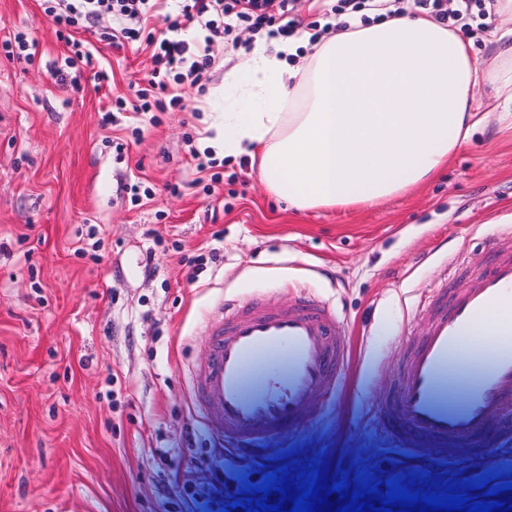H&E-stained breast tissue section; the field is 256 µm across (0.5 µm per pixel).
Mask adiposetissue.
<instances>
[{"mask_svg":"<svg viewBox=\"0 0 512 512\" xmlns=\"http://www.w3.org/2000/svg\"><path fill=\"white\" fill-rule=\"evenodd\" d=\"M489 13L500 51L488 63L455 30L408 13L350 20L307 48L258 37L224 73L212 146L259 158L262 182L301 211L402 194L478 127H512V0Z\"/></svg>","mask_w":512,"mask_h":512,"instance_id":"obj_1","label":"adipose tissue"}]
</instances>
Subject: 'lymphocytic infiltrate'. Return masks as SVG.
Here are the masks:
<instances>
[{
    "mask_svg": "<svg viewBox=\"0 0 512 512\" xmlns=\"http://www.w3.org/2000/svg\"><path fill=\"white\" fill-rule=\"evenodd\" d=\"M163 0H44V12L57 30L96 29L101 40L131 42L151 52L152 69L135 104L116 98L103 119L113 124L119 113L165 112L185 105L184 87L204 93L215 63L217 39L239 47L238 29L283 37L301 33L291 13L294 0H176L174 10L160 13ZM488 0H413L415 8L451 27L486 15ZM162 17L164 28L150 22Z\"/></svg>",
    "mask_w": 512,
    "mask_h": 512,
    "instance_id": "obj_1",
    "label": "lymphocytic infiltrate"
}]
</instances>
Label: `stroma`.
Returning <instances> with one entry per match:
<instances>
[{
	"label": "stroma",
	"instance_id": "1",
	"mask_svg": "<svg viewBox=\"0 0 512 512\" xmlns=\"http://www.w3.org/2000/svg\"><path fill=\"white\" fill-rule=\"evenodd\" d=\"M21 29L39 42L34 60L5 56ZM76 36L97 48L77 88L49 70L66 44L41 0H0V512H223L285 456L318 455L350 477L370 468L380 482L415 470L511 479L512 444L432 467L428 449L396 446L378 408L437 291L499 257L512 133L476 134L437 177L380 205L297 211L255 163L225 159L214 181L190 154L205 147L238 51L215 44L199 109L155 124L128 111L105 126L102 111L134 100L150 57ZM135 182L152 192L137 205L123 190ZM255 296L328 302L349 347L341 384L313 399L302 427L266 440L280 451L266 461L224 450L193 396L217 300Z\"/></svg>",
	"mask_w": 512,
	"mask_h": 512
}]
</instances>
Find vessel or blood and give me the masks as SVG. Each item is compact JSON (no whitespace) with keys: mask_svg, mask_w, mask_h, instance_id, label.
Segmentation results:
<instances>
[{"mask_svg":"<svg viewBox=\"0 0 512 512\" xmlns=\"http://www.w3.org/2000/svg\"><path fill=\"white\" fill-rule=\"evenodd\" d=\"M220 309V324L209 329L197 406L217 441L261 458L266 438L301 427L312 397L340 380L346 336L329 305L311 298L282 308L253 298ZM481 320L491 341L478 358L470 336ZM403 344L397 396L380 409V423L399 448L412 452L428 442L445 462L478 455L490 435L512 436V426L493 424L495 412L512 402V261L440 302L425 335ZM452 385L461 404L448 402Z\"/></svg>","mask_w":512,"mask_h":512,"instance_id":"b4317fda","label":"vessel or blood"}]
</instances>
